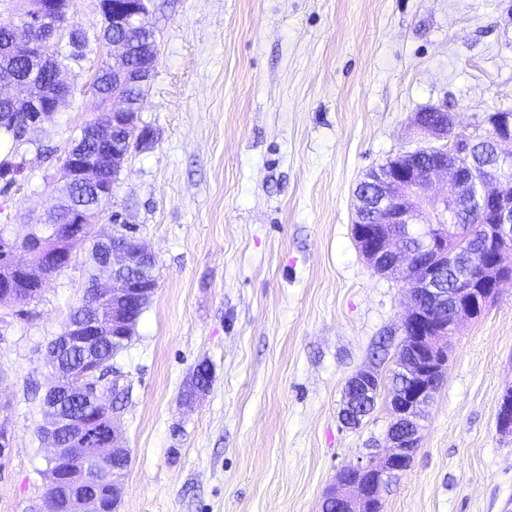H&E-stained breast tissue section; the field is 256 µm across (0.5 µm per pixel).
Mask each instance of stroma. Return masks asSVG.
Listing matches in <instances>:
<instances>
[{"mask_svg":"<svg viewBox=\"0 0 512 512\" xmlns=\"http://www.w3.org/2000/svg\"><path fill=\"white\" fill-rule=\"evenodd\" d=\"M159 56L132 149L98 216L135 227L158 288L120 362L132 398L115 421L131 463L118 512H321L337 472L384 452L385 404L356 428L339 413L357 370L387 372L403 283L353 239L364 170L425 140L415 113L457 127L512 109V0H148ZM87 34L63 73L74 94L28 130L24 171L0 186L13 235L55 202L64 151L95 120L107 57L98 0H72ZM89 249L19 317L0 305V400L13 445L0 457V512H36L48 448L35 435L46 344L83 296ZM211 384L181 393L199 364ZM512 386V285L464 322L426 411L413 462L382 512H512V434L496 410Z\"/></svg>","mask_w":512,"mask_h":512,"instance_id":"1","label":"stroma"}]
</instances>
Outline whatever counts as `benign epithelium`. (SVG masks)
I'll return each instance as SVG.
<instances>
[{"label": "benign epithelium", "instance_id": "benign-epithelium-1", "mask_svg": "<svg viewBox=\"0 0 512 512\" xmlns=\"http://www.w3.org/2000/svg\"><path fill=\"white\" fill-rule=\"evenodd\" d=\"M69 7V0H33L26 12L15 14L16 21L8 25L14 51L32 60L50 56L59 41V29L51 21L68 14ZM98 7L109 37L106 73L112 78V100L104 119L66 150L56 203L43 218L45 224L68 225L69 232L25 243L16 236L0 238V303L29 304L42 291L46 268L62 272L71 265L77 244L93 236L99 216V208L82 205L79 197H111L129 149L153 140L150 129L139 126L142 108L131 104L124 92L130 84L150 82L156 69L152 58L135 53L138 34L146 27V0H124L120 8L111 0H99ZM21 88L23 93L11 101L38 100L41 87L35 76ZM71 93L56 75L54 100L40 115L59 111ZM433 111L444 114L443 122L426 124L420 112L414 122L434 143L367 170L354 193L355 242L377 273L409 285V305L395 364L399 384L388 399L390 449L377 460L347 465L357 480L338 481L331 489L338 512H382L385 495L408 470L419 447L423 412L444 380L448 336L476 318L503 285L500 254L512 243V153L503 145L512 143V115L496 112L484 120V129L468 132L456 130L447 111ZM108 148L110 177L101 164L88 161ZM441 177L449 186L444 193L435 188ZM450 239L458 246L448 247ZM107 240L112 248L100 267L112 279L86 289L82 306L88 312L77 317L79 323L64 341L83 349V368L63 377L56 354L48 351L43 357L52 375L46 394L64 399L45 406L42 414L43 439L51 449L44 486L66 487L68 512H111L120 502L123 485L118 477L130 459L127 440L116 424L98 420L93 405L108 392L129 393L130 385L120 367L105 370L109 362L101 354L107 332L114 341L129 339L139 309L157 288L144 273L156 256L129 225H113ZM15 275L38 287L22 296L15 290ZM348 383L372 397L380 379L376 371L361 369ZM496 424L499 432L512 433V399L497 409Z\"/></svg>", "mask_w": 512, "mask_h": 512}]
</instances>
